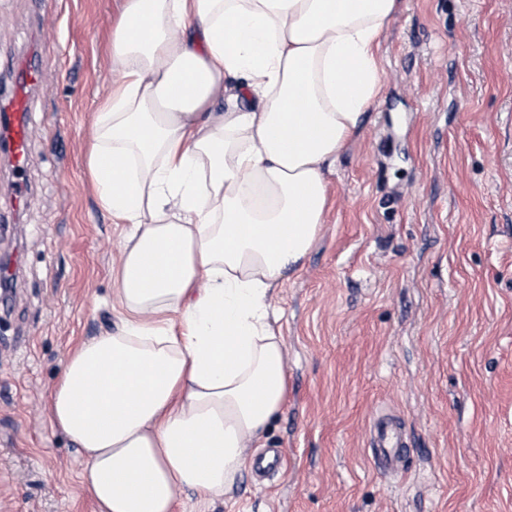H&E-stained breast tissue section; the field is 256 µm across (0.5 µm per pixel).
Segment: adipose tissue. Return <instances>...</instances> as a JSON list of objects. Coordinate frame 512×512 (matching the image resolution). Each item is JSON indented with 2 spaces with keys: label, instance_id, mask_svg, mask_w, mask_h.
<instances>
[{
  "label": "adipose tissue",
  "instance_id": "1",
  "mask_svg": "<svg viewBox=\"0 0 512 512\" xmlns=\"http://www.w3.org/2000/svg\"><path fill=\"white\" fill-rule=\"evenodd\" d=\"M398 0H121L87 170L125 230L113 329L49 393L95 512L222 498L288 394L272 298L320 236L327 176L381 93ZM259 110L221 109L228 80Z\"/></svg>",
  "mask_w": 512,
  "mask_h": 512
}]
</instances>
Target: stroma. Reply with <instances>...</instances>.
<instances>
[{"mask_svg":"<svg viewBox=\"0 0 512 512\" xmlns=\"http://www.w3.org/2000/svg\"><path fill=\"white\" fill-rule=\"evenodd\" d=\"M121 0H0V88L35 61L27 162L0 156V512H95L52 423L65 352L116 320L122 227L85 169ZM383 95L328 176L322 232L277 288L288 397L244 471L182 512H512V0H400ZM402 468L376 467L377 420Z\"/></svg>","mask_w":512,"mask_h":512,"instance_id":"obj_1","label":"stroma"}]
</instances>
